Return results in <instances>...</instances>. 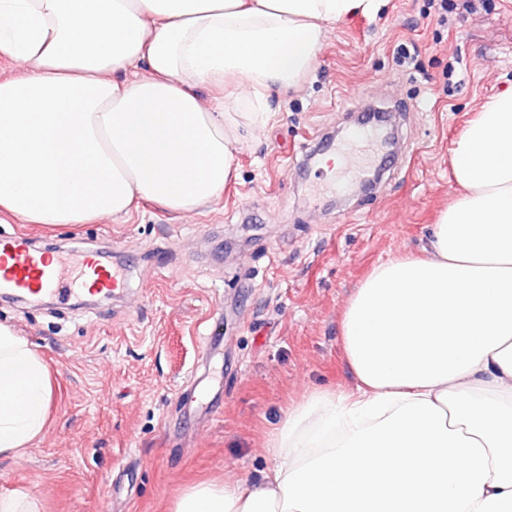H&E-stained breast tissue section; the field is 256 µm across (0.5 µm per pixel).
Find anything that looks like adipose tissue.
I'll return each mask as SVG.
<instances>
[{
  "label": "adipose tissue",
  "instance_id": "1",
  "mask_svg": "<svg viewBox=\"0 0 512 512\" xmlns=\"http://www.w3.org/2000/svg\"><path fill=\"white\" fill-rule=\"evenodd\" d=\"M384 2L0 0V59L17 67L0 79V216L61 226L219 200L268 92L298 86L327 25ZM452 153L462 192L426 256L377 265L344 308L355 392L291 410L261 481L193 485L171 512H512V89ZM52 393L0 324V458L39 439Z\"/></svg>",
  "mask_w": 512,
  "mask_h": 512
}]
</instances>
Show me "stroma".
Masks as SVG:
<instances>
[{"instance_id":"35a3bbf8","label":"stroma","mask_w":512,"mask_h":512,"mask_svg":"<svg viewBox=\"0 0 512 512\" xmlns=\"http://www.w3.org/2000/svg\"><path fill=\"white\" fill-rule=\"evenodd\" d=\"M447 26L429 0H387L328 29L301 85L273 95L270 125L238 157L215 204L181 214L142 203L109 218L46 230L0 218V232L58 255L102 249L136 259L124 297L44 304L0 299L15 329L50 367V423L32 448L0 459V495L22 493L39 512H170L193 484L232 475L262 480L266 446L289 409L316 390L356 381L340 345L346 302L377 264L422 255L457 191L451 147L473 112L512 88V0H474ZM418 67L395 63L399 44ZM461 60L463 79L448 82ZM406 112L401 163L379 193L346 170L333 194L320 163L292 168L328 132H347L359 100ZM224 321V347L204 338Z\"/></svg>"}]
</instances>
